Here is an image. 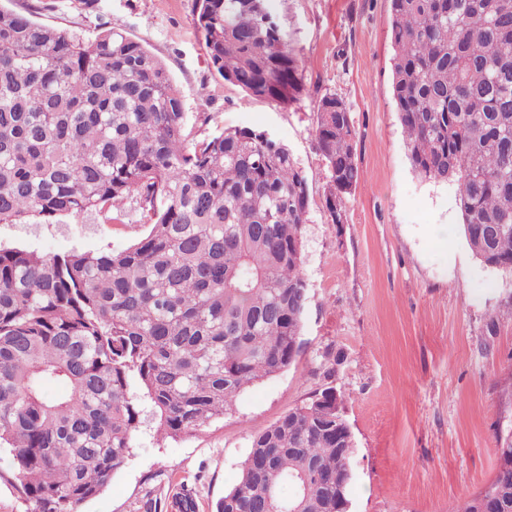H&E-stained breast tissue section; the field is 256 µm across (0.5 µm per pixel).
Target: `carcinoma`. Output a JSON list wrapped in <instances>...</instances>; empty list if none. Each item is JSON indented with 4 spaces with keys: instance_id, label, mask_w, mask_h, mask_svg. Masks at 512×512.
<instances>
[{
    "instance_id": "cac0c4a2",
    "label": "carcinoma",
    "mask_w": 512,
    "mask_h": 512,
    "mask_svg": "<svg viewBox=\"0 0 512 512\" xmlns=\"http://www.w3.org/2000/svg\"><path fill=\"white\" fill-rule=\"evenodd\" d=\"M392 89L414 172L457 186L463 230L512 270V0H389ZM211 70L281 106L304 92L269 0H196ZM355 128L334 94L315 137L338 224L358 186ZM180 92L157 56L103 28L83 39L0 8V224H51L137 199L146 233L121 250L0 248V447L29 512H79L131 455L149 414L201 430L291 364L307 301L308 182L288 146L250 128L187 145ZM65 392L49 396L45 387ZM322 391L252 441L216 512H340L355 454ZM293 489L285 496L283 490ZM494 512H512V473Z\"/></svg>"
}]
</instances>
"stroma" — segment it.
<instances>
[{"label":"stroma","mask_w":512,"mask_h":512,"mask_svg":"<svg viewBox=\"0 0 512 512\" xmlns=\"http://www.w3.org/2000/svg\"><path fill=\"white\" fill-rule=\"evenodd\" d=\"M92 38L110 28L143 44L181 93L191 141L252 128L287 144L308 179L303 228L307 302L302 348L281 374L245 389L202 431L157 440L143 421L111 484L79 512H167L180 484L215 512L251 442L324 389L339 396L356 445L351 512H461L493 479L512 432V271L470 248L451 184L413 171L392 90L389 0H274L301 59L305 94L288 106L214 75L195 0H0ZM342 98L356 130L357 189L345 221L325 207L328 173L315 139L316 102ZM147 230L136 201L53 224H0V246L45 255L111 251Z\"/></svg>","instance_id":"1"}]
</instances>
